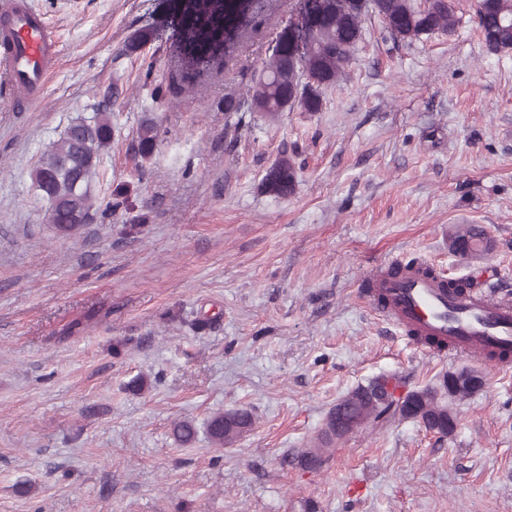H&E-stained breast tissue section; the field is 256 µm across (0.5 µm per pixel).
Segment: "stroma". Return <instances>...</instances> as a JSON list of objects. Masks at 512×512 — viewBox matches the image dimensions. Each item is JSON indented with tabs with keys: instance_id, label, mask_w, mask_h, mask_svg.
<instances>
[{
	"instance_id": "35a3bbf8",
	"label": "stroma",
	"mask_w": 512,
	"mask_h": 512,
	"mask_svg": "<svg viewBox=\"0 0 512 512\" xmlns=\"http://www.w3.org/2000/svg\"><path fill=\"white\" fill-rule=\"evenodd\" d=\"M31 2L60 52L35 111L0 99V512H512V368L485 371L449 436L395 419L317 469L296 459L358 385L475 366L375 313L366 269L399 255L512 297V51L487 52L476 0H451L453 33L399 44L367 18L321 110L274 122L224 98L245 95L301 0L270 16L238 0L228 69L176 100L153 90L184 51L189 0ZM142 29L145 52L126 54ZM106 96L95 195L127 203L55 234L32 170ZM284 154L296 183L280 197L263 178ZM454 224L481 226L492 252L449 253ZM233 409L253 425L216 447L208 422ZM158 138V128L150 118L143 119L136 132L138 155L147 161L153 154Z\"/></svg>"
}]
</instances>
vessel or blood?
Segmentation results:
<instances>
[{
	"label": "vessel or blood",
	"mask_w": 512,
	"mask_h": 512,
	"mask_svg": "<svg viewBox=\"0 0 512 512\" xmlns=\"http://www.w3.org/2000/svg\"><path fill=\"white\" fill-rule=\"evenodd\" d=\"M57 57V41L28 0H0V99L11 111L31 112L41 102ZM379 312L423 338L431 354H462L487 367L512 366V300L484 291H460L390 257L363 275Z\"/></svg>",
	"instance_id": "1"
}]
</instances>
